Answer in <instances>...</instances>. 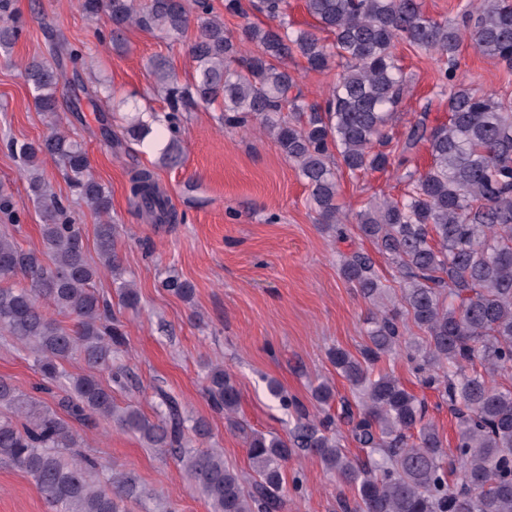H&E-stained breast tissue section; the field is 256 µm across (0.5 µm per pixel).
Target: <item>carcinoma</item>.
<instances>
[{
  "mask_svg": "<svg viewBox=\"0 0 512 512\" xmlns=\"http://www.w3.org/2000/svg\"><path fill=\"white\" fill-rule=\"evenodd\" d=\"M311 29L291 30L288 0H224V13L245 17L255 10L278 24L246 25L239 36L224 27L210 0H77L93 18L105 17L109 39L120 49L125 32L139 27L172 42H186L193 82L179 81L169 59L150 63L164 93L166 125L154 130L133 109L124 138L165 140L157 163L181 162L183 113L198 104L216 105L224 126L251 127L271 136L297 165L321 223L345 238L341 224L353 219L362 234L398 269L400 297L389 295L375 263L359 251L341 255L343 277L377 311L368 318L369 343L360 357L328 352L336 371L362 397L340 398V421L353 439L382 458L348 456L329 415L298 407V425L283 439L255 433L247 454L255 476L224 463L222 451L189 448L185 430L208 435L202 419L189 420L179 402L163 394L155 419L113 404L112 387L93 375L72 376L64 362L78 356L91 368L112 372L122 386L127 375L112 370L124 342L110 301L95 289L107 273L118 280L121 263L111 224L112 198L91 172L84 146L50 123L38 141L13 142L29 197L40 216L43 248L25 250L12 230L24 208L0 190V333L32 354L42 381L67 383L54 409L0 377V460L30 476L49 512H120V503L140 495L126 477L112 478L99 460L80 451L85 440L75 424L95 419L138 435L149 448H169L212 512H283V463L295 449L317 456L326 469L354 489L340 500L343 512H512V101L457 81L464 46L512 70V0H465L461 22L428 15L421 0H304ZM193 34H188L190 18ZM24 29L20 17L0 0V51L8 54ZM328 32V43L319 36ZM403 42L436 60L448 89V122L412 125L407 146L428 145L431 163L407 171L403 198L385 199L349 216L337 204L338 167L351 173L402 166L384 150L386 128L408 89L395 54ZM298 56L307 69L336 68V80L321 101L310 102L286 62ZM88 66L82 47L65 38L48 40L47 56L21 64L36 109L52 119L61 107L65 69ZM52 159L80 203L102 218L97 227L98 261L88 257L70 205L44 178ZM129 193L154 224H174L177 214L160 191L154 172L135 170ZM163 287L189 301L193 288L170 276ZM72 318L68 327L51 315ZM423 333L407 359L424 385L448 402L456 420L455 450L447 453L424 402L399 378L371 367L406 342V321ZM206 396L232 425L239 392L224 368H209ZM22 416V425L14 417Z\"/></svg>",
  "mask_w": 512,
  "mask_h": 512,
  "instance_id": "obj_1",
  "label": "carcinoma"
}]
</instances>
